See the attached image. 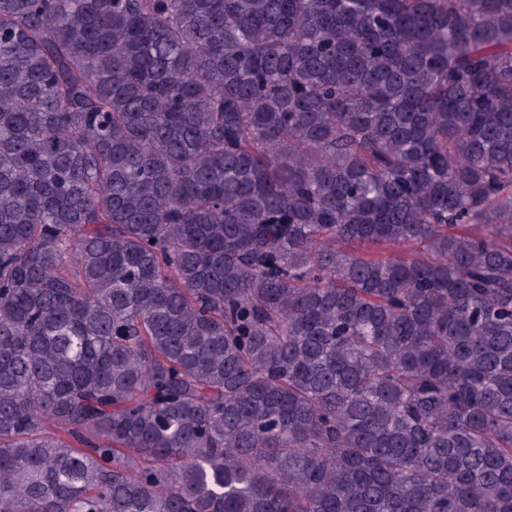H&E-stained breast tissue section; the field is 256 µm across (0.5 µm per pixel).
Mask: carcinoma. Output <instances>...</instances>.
Returning <instances> with one entry per match:
<instances>
[{
  "mask_svg": "<svg viewBox=\"0 0 512 512\" xmlns=\"http://www.w3.org/2000/svg\"><path fill=\"white\" fill-rule=\"evenodd\" d=\"M0 512H512V0H0Z\"/></svg>",
  "mask_w": 512,
  "mask_h": 512,
  "instance_id": "obj_1",
  "label": "carcinoma"
}]
</instances>
